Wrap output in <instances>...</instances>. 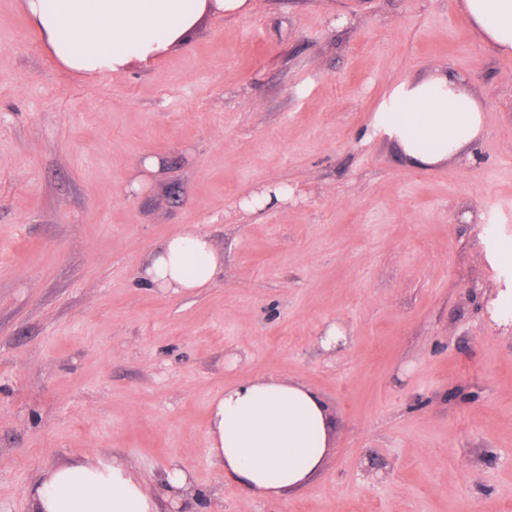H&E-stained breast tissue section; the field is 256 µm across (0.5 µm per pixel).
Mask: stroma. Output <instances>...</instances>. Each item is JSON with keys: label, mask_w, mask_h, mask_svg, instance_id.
Returning <instances> with one entry per match:
<instances>
[{"label": "stroma", "mask_w": 512, "mask_h": 512, "mask_svg": "<svg viewBox=\"0 0 512 512\" xmlns=\"http://www.w3.org/2000/svg\"><path fill=\"white\" fill-rule=\"evenodd\" d=\"M439 70L484 130L420 168L372 123ZM185 227L223 272L192 297L144 287ZM507 241L512 58L459 0H252L150 67L92 76L0 0V512L112 456L151 483L190 473L164 512H512V325L487 310L512 270L486 258ZM268 375L333 420L322 470L278 500L225 483L206 435L225 385ZM163 491L172 495L192 494V483L188 473L177 465L168 468L161 479Z\"/></svg>", "instance_id": "1"}]
</instances>
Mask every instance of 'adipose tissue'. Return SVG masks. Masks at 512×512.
Listing matches in <instances>:
<instances>
[{"label": "adipose tissue", "mask_w": 512, "mask_h": 512, "mask_svg": "<svg viewBox=\"0 0 512 512\" xmlns=\"http://www.w3.org/2000/svg\"><path fill=\"white\" fill-rule=\"evenodd\" d=\"M491 51L512 57V0H461ZM251 0H23L31 26L57 62L85 75L147 66L185 41L208 14L240 15ZM375 130L413 165L429 167L474 144L481 107L462 78L439 71L402 84L376 116ZM224 261L208 234L186 229L150 253L141 276L181 295L209 287ZM208 451L226 480L250 497L274 500L307 485L331 451L332 421L322 399L297 381L248 378L225 387L210 408ZM31 512H160L156 493L120 459H75L46 472Z\"/></svg>", "instance_id": "adipose-tissue-1"}]
</instances>
